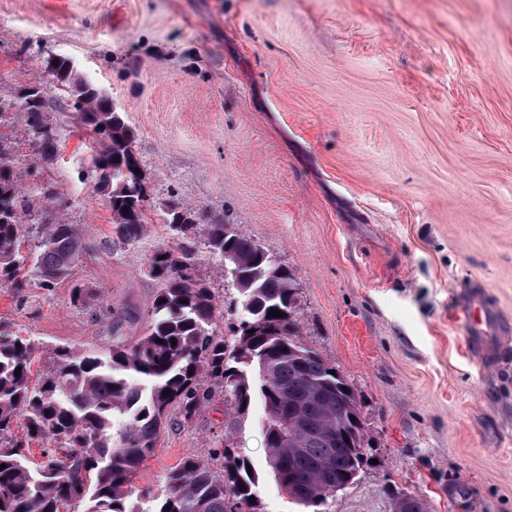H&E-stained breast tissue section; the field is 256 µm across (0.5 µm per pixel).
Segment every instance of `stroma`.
Returning a JSON list of instances; mask_svg holds the SVG:
<instances>
[{
    "label": "stroma",
    "mask_w": 512,
    "mask_h": 512,
    "mask_svg": "<svg viewBox=\"0 0 512 512\" xmlns=\"http://www.w3.org/2000/svg\"><path fill=\"white\" fill-rule=\"evenodd\" d=\"M68 58L124 112L154 222L112 245L85 175L88 129L50 65ZM42 86L57 160L0 120L23 185L56 186L88 250L56 288L0 287V326L58 346L134 342L176 245L162 203L236 224L293 272L299 338L353 386L368 464L328 512H512V0H0V98ZM217 335L239 295L207 252ZM481 281L504 322L491 365L467 349L453 297ZM81 299H74V291ZM131 478L150 512L167 475L232 442L265 512H302L266 464L261 399L236 429L213 391L179 409Z\"/></svg>",
    "instance_id": "35a3bbf8"
}]
</instances>
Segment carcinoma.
Masks as SVG:
<instances>
[{
	"label": "carcinoma",
	"instance_id": "1",
	"mask_svg": "<svg viewBox=\"0 0 512 512\" xmlns=\"http://www.w3.org/2000/svg\"><path fill=\"white\" fill-rule=\"evenodd\" d=\"M51 70L73 89L72 107L91 128L87 180L105 196L115 225L113 244L131 245L150 224L135 134L124 113L112 111L98 86L73 74L67 59ZM7 113L33 136L38 159L58 155L60 138L47 120L40 87L0 99V119ZM58 198L51 183L22 188L12 153L0 141L1 287H26L20 277L26 267L40 287L50 289L80 261L86 243L77 225L55 218ZM178 207L205 234L198 243L153 253L150 274L161 288L149 328L134 343L87 351L58 347L34 379L39 344L0 328V465H6L0 470V512H60L65 500L71 507L89 504L86 512H145L131 506L132 475L156 447L170 408H179L186 423L210 400L212 387L202 386L206 376L224 392V416L235 422L249 413L259 391L266 462L296 504L322 512L336 487L367 462L360 452L367 433L354 388L298 338V287L291 270L269 266L260 244L241 228L226 235L224 225L204 222L202 212ZM29 224L39 230L33 251L25 255L21 239ZM199 244L221 262L227 252L242 264L238 324L230 341L213 330L215 297L195 273ZM271 309L284 316L268 314ZM254 326L258 331L248 335ZM21 416L27 439H63V457L51 448L46 461L30 465L14 435ZM221 456L220 476L204 460H184L167 476L153 512H265L248 459L228 447Z\"/></svg>",
	"mask_w": 512,
	"mask_h": 512
}]
</instances>
